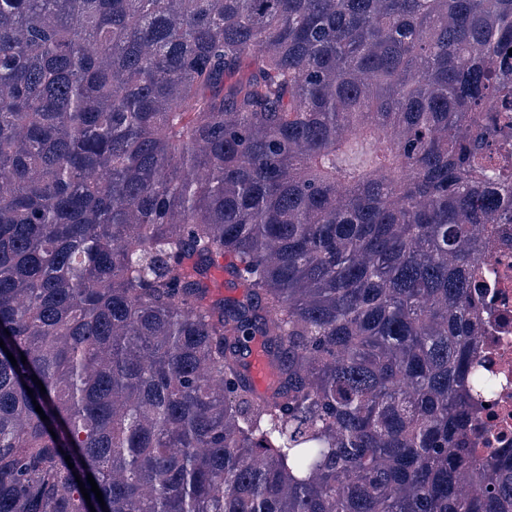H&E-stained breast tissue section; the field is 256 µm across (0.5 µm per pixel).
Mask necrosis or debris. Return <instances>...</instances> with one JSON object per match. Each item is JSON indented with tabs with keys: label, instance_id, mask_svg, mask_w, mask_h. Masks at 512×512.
<instances>
[{
	"label": "necrosis or debris",
	"instance_id": "1",
	"mask_svg": "<svg viewBox=\"0 0 512 512\" xmlns=\"http://www.w3.org/2000/svg\"><path fill=\"white\" fill-rule=\"evenodd\" d=\"M481 291L485 331L476 342L484 371L497 382L485 405L474 409L471 445L478 455L512 447V224L499 227L483 259Z\"/></svg>",
	"mask_w": 512,
	"mask_h": 512
}]
</instances>
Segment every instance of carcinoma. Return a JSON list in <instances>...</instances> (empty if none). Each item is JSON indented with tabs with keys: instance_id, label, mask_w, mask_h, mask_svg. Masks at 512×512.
Segmentation results:
<instances>
[{
	"instance_id": "cac0c4a2",
	"label": "carcinoma",
	"mask_w": 512,
	"mask_h": 512,
	"mask_svg": "<svg viewBox=\"0 0 512 512\" xmlns=\"http://www.w3.org/2000/svg\"><path fill=\"white\" fill-rule=\"evenodd\" d=\"M510 49L512 0H0V512H512ZM498 225L483 258L485 331L476 341L485 373L497 382L495 392L474 409L470 448H478L480 456L512 447V224ZM251 348L248 375L256 391L264 393L271 383L270 369L262 350L256 345H252Z\"/></svg>"
}]
</instances>
